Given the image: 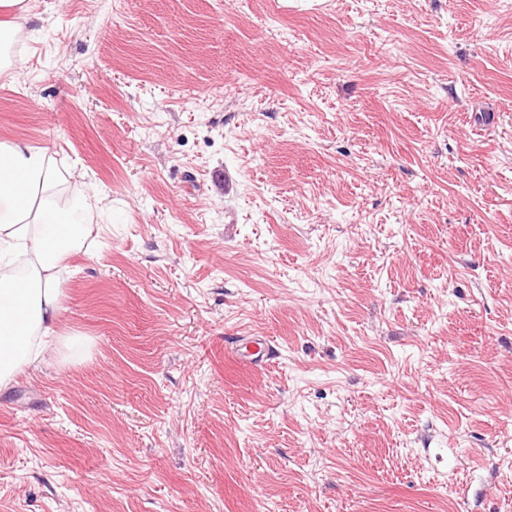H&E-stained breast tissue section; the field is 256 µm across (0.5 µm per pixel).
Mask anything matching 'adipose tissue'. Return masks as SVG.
Masks as SVG:
<instances>
[{
    "mask_svg": "<svg viewBox=\"0 0 512 512\" xmlns=\"http://www.w3.org/2000/svg\"><path fill=\"white\" fill-rule=\"evenodd\" d=\"M62 174L46 150L0 142V388L41 361L62 311L66 260L90 235L101 194L56 204Z\"/></svg>",
    "mask_w": 512,
    "mask_h": 512,
    "instance_id": "adipose-tissue-1",
    "label": "adipose tissue"
}]
</instances>
